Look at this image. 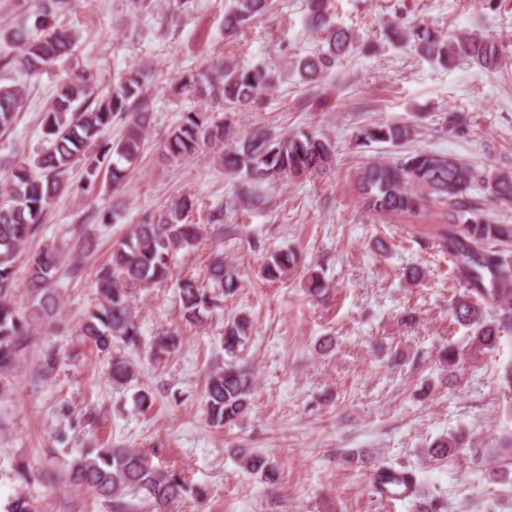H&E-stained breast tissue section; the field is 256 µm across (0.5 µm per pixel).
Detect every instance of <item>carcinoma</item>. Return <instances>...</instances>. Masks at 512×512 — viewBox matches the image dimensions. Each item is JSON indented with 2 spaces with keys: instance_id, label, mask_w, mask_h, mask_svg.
Wrapping results in <instances>:
<instances>
[{
  "instance_id": "obj_1",
  "label": "carcinoma",
  "mask_w": 512,
  "mask_h": 512,
  "mask_svg": "<svg viewBox=\"0 0 512 512\" xmlns=\"http://www.w3.org/2000/svg\"><path fill=\"white\" fill-rule=\"evenodd\" d=\"M39 3L34 32L21 27L0 30V42L9 48L0 56V68L18 66L29 75H37L62 65L72 55L77 43L75 31L44 33L48 18L68 11L71 0ZM268 8L269 0H234L233 8L224 16L225 34H237ZM330 9L331 0H307V26L321 35L323 47L297 61V72L306 83L317 81L354 49L351 31L336 25ZM384 37L391 44L411 43L422 58L444 69L466 61L495 71L502 61L497 41L474 32L451 35L428 24L406 27L396 22L385 27ZM271 87L270 68L262 62L246 68L219 65L203 75V80L191 77L183 84V88L217 101L227 112L257 105ZM24 106L21 88L0 84V129L10 128ZM150 118L144 75L131 69L117 76L105 93L98 90L92 76L73 72L44 109L42 131L49 147L17 164L0 190L14 201L12 206L0 207V376L14 369L31 333L29 321L13 301L16 255L45 223L51 202L68 190L69 171L75 165L84 167L89 190L97 185L103 170L112 188L122 185L127 172L139 161ZM116 122L122 124L123 134L114 141L110 133ZM229 128L224 119L207 112H186L161 144V154L168 160L187 159L224 143ZM415 134V126L408 123L372 125L359 130L355 142L359 148H371L378 143L405 142ZM335 157V145L322 134H276L258 128L225 148L222 161L230 175L253 183H276L325 175L333 169ZM356 182L363 206L377 214H415L428 203L446 207L448 225L443 229L442 247L454 273L466 285V293L450 303L452 317L472 330L469 352L496 349L500 334L512 329V254L503 248L512 240V225L497 219L470 190L483 186L494 203L509 206L512 170H480L453 155L420 150L370 161L358 169ZM192 206V199L185 197L158 215L131 225L112 244L110 264L98 273L99 302L87 312L81 327L82 335L98 351L111 354L116 345L136 349L143 343L132 313L131 291L170 279L177 254L198 246L201 226L186 222ZM90 247V240H78L70 252L72 271L80 270ZM297 262L294 251H276L262 274L270 281L279 280ZM58 263L54 249H42L30 261L28 291L33 313L40 318L53 316L58 308V295L52 288ZM177 288L181 318L192 325L200 322L204 313L223 308L224 296L240 288V277L217 255L203 280L184 277ZM250 329L245 315L224 324V352L229 360L208 375L205 386L204 415L213 427L234 425L251 410L252 373L237 361V351ZM179 345L178 332L164 331L154 339V354L167 355ZM461 356L460 347L453 343L439 351V361L450 373ZM110 375L112 382L125 385L135 373L123 355L116 353L111 357ZM466 444L461 433L442 436L429 445L428 455L436 461L456 457ZM238 454L247 470L261 475L270 485L277 483L279 470L269 458L242 450ZM71 479L112 503L114 512H126L124 496L129 493L142 495L152 512H174V506L187 498L206 497V489L182 472L161 469L153 464L151 455L131 448L83 449L71 463ZM373 481L375 490L383 495L420 493L413 473L390 465L377 467Z\"/></svg>"
}]
</instances>
